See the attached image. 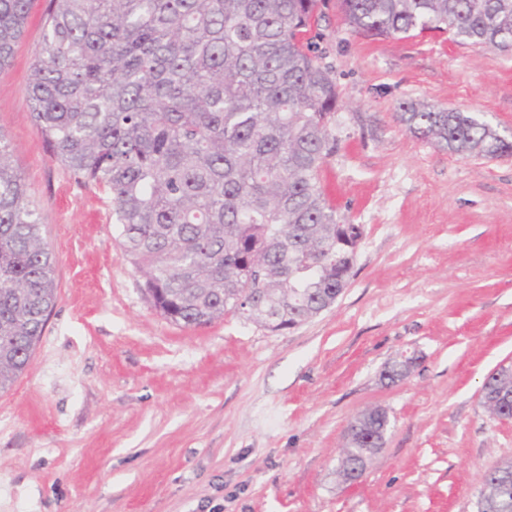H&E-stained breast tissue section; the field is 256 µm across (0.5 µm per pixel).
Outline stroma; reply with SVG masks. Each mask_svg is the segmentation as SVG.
<instances>
[{"label": "stroma", "mask_w": 512, "mask_h": 512, "mask_svg": "<svg viewBox=\"0 0 512 512\" xmlns=\"http://www.w3.org/2000/svg\"><path fill=\"white\" fill-rule=\"evenodd\" d=\"M35 0L0 69V132L55 257L56 305L0 392V512H476L512 460V421L480 399L512 364V156L462 158L399 121L404 101L512 130V56L437 32L375 38L319 22L336 79L327 196L363 227L336 304L272 332L228 315L165 320L109 196L48 152L27 103L44 49ZM417 362L383 374L400 353ZM391 427L361 482L336 473L349 423Z\"/></svg>", "instance_id": "stroma-1"}]
</instances>
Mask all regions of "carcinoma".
<instances>
[{"instance_id": "carcinoma-1", "label": "carcinoma", "mask_w": 512, "mask_h": 512, "mask_svg": "<svg viewBox=\"0 0 512 512\" xmlns=\"http://www.w3.org/2000/svg\"><path fill=\"white\" fill-rule=\"evenodd\" d=\"M34 0H0V68ZM358 33H448L512 55V0H338ZM322 0H47L28 78L54 159L112 196L121 245L152 307L186 327L232 314L276 332L344 293L345 223L321 173L338 102L313 27ZM416 136L472 158L512 140L465 112L402 102ZM55 259L0 132V391L29 366L57 299ZM383 417L340 468L367 466ZM487 512H512L489 478Z\"/></svg>"}]
</instances>
